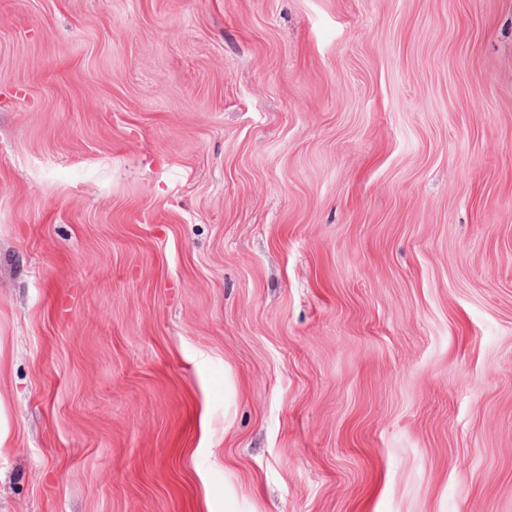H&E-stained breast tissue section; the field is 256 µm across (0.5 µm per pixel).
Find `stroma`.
I'll return each mask as SVG.
<instances>
[{
    "instance_id": "stroma-1",
    "label": "stroma",
    "mask_w": 512,
    "mask_h": 512,
    "mask_svg": "<svg viewBox=\"0 0 512 512\" xmlns=\"http://www.w3.org/2000/svg\"><path fill=\"white\" fill-rule=\"evenodd\" d=\"M0 512H512V0H0Z\"/></svg>"
}]
</instances>
